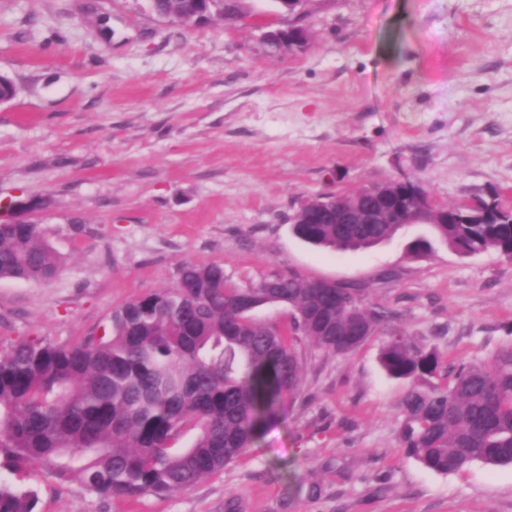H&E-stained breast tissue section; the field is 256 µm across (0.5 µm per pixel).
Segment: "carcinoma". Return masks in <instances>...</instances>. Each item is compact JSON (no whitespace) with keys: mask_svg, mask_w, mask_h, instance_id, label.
I'll return each mask as SVG.
<instances>
[{"mask_svg":"<svg viewBox=\"0 0 512 512\" xmlns=\"http://www.w3.org/2000/svg\"><path fill=\"white\" fill-rule=\"evenodd\" d=\"M181 14L184 0H154ZM241 0H218L215 20L241 15ZM512 210L493 200L448 207L438 236L464 255L512 258ZM397 224H295L306 242L335 250L369 248ZM62 258L38 224H0V280L49 281ZM290 307L292 329L256 322L270 304ZM388 319L356 288L278 274L253 288L230 284L224 267L187 262L173 287L112 314L109 336L71 344L22 340L0 350V470L38 464L60 480L80 477L103 498L169 494L224 470L278 418L297 394L295 343L337 354L357 349ZM393 378L419 380L440 355L403 336L380 354ZM444 387L413 386L402 404V448L424 468L458 473L480 462L512 466V348L491 363L459 361ZM189 446L174 449L185 433ZM36 492L0 478V512H35Z\"/></svg>","mask_w":512,"mask_h":512,"instance_id":"1","label":"carcinoma"}]
</instances>
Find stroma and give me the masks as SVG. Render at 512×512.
<instances>
[{"mask_svg":"<svg viewBox=\"0 0 512 512\" xmlns=\"http://www.w3.org/2000/svg\"><path fill=\"white\" fill-rule=\"evenodd\" d=\"M250 5L188 29L149 0H0L16 89L0 104V222L41 224L64 260L50 281H0V348L102 336L191 261L241 287L294 271L358 288L391 319L346 354L298 344L276 424L187 490L103 499L39 466L17 484L36 512H512V467L437 474L405 454L412 383L379 361L392 334L448 363L512 347V258L461 254L429 224L340 252L292 230L309 198L402 177L436 207L512 208V0ZM265 25L309 43L274 53ZM418 238L431 252L409 255Z\"/></svg>","mask_w":512,"mask_h":512,"instance_id":"1","label":"stroma"}]
</instances>
